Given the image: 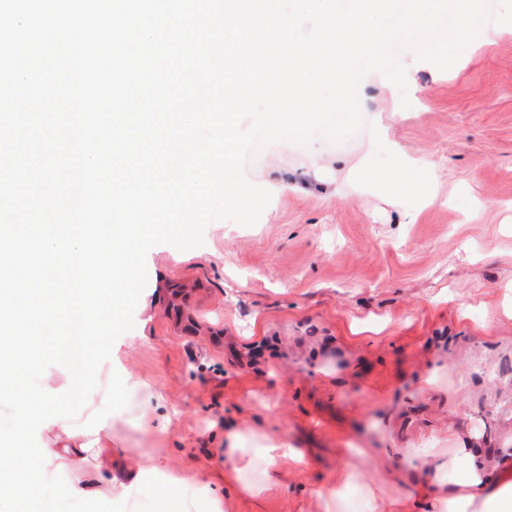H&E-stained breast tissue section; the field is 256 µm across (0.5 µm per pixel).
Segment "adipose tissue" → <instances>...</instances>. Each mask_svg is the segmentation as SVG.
I'll use <instances>...</instances> for the list:
<instances>
[{"instance_id":"ef3b65f1","label":"adipose tissue","mask_w":512,"mask_h":512,"mask_svg":"<svg viewBox=\"0 0 512 512\" xmlns=\"http://www.w3.org/2000/svg\"><path fill=\"white\" fill-rule=\"evenodd\" d=\"M398 115L392 104L370 123L371 150L385 151L392 157L382 179L394 195L435 202L439 198L435 189L438 166L428 158L407 157L391 140L390 128ZM224 444L234 459L230 478L251 496L267 490L281 460H290L297 469L306 465L303 456L284 439L249 438L234 429L225 433ZM407 456L432 470V512H512V483L504 481L469 436L456 434L450 448H412ZM320 496L324 512H385L380 487L368 471L342 470L335 485L321 490Z\"/></svg>"}]
</instances>
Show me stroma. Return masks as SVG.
Masks as SVG:
<instances>
[{
    "label": "stroma",
    "mask_w": 512,
    "mask_h": 512,
    "mask_svg": "<svg viewBox=\"0 0 512 512\" xmlns=\"http://www.w3.org/2000/svg\"><path fill=\"white\" fill-rule=\"evenodd\" d=\"M411 103L391 134L442 174L444 201L411 211L346 174L386 156L361 129L333 145L277 142L245 168L282 181L256 225L209 224L202 246L146 256L132 330L114 342L77 424L107 427L111 482L97 497L128 512H322L318 492L351 465L384 475L386 498L429 512L407 448L474 433L512 448V25L446 71L404 52ZM335 158L329 176L312 152ZM287 438L260 498L223 482L215 426ZM71 492L98 478L92 455L44 465ZM188 488H166L170 475Z\"/></svg>",
    "instance_id": "1"
}]
</instances>
